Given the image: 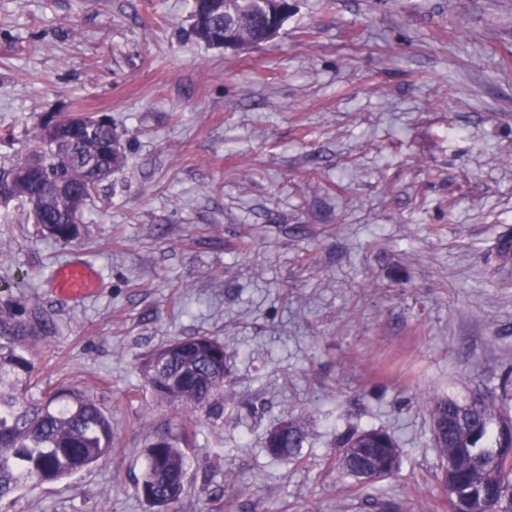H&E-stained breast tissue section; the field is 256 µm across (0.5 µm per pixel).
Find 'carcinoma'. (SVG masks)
Returning a JSON list of instances; mask_svg holds the SVG:
<instances>
[{
    "instance_id": "cac0c4a2",
    "label": "carcinoma",
    "mask_w": 512,
    "mask_h": 512,
    "mask_svg": "<svg viewBox=\"0 0 512 512\" xmlns=\"http://www.w3.org/2000/svg\"><path fill=\"white\" fill-rule=\"evenodd\" d=\"M210 0H193L192 16L205 22L224 20L236 25L243 42H259L264 29L258 20L259 0H233L234 11L211 17ZM75 131L69 136L38 132L26 156L42 162L40 176L30 183L15 173L14 161L0 162V182L8 194L0 202L16 201L27 208L48 243H69L82 234L73 223L70 188L98 194L99 182L88 184L89 164L102 159L112 142L111 123L86 114L67 117ZM39 328L21 320L8 306L0 307V502L18 492L54 484L88 470L112 453V416L84 389L60 386L41 389L33 383L35 342ZM153 395L174 405L180 424L176 431L153 435L145 447L139 491L158 512H175L184 493L186 449L195 444L198 418L224 422V344L210 336L174 339L155 350L141 367ZM441 467L457 480L441 479L448 500L458 497L463 512H512V416L495 403L475 396L465 404L425 400ZM266 435L275 457L296 460L307 440L298 419H286ZM336 465L363 482L383 478L399 465L395 440L382 428L349 430L337 438Z\"/></svg>"
}]
</instances>
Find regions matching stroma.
<instances>
[{
	"mask_svg": "<svg viewBox=\"0 0 512 512\" xmlns=\"http://www.w3.org/2000/svg\"><path fill=\"white\" fill-rule=\"evenodd\" d=\"M294 4L233 51L193 38L189 0H0V161L76 112L127 155L70 243L0 204V304L45 326L36 381L92 387L117 437L0 512H151L146 440L178 416L140 364L188 336L232 373L178 512H448L424 399L512 391V0ZM76 259L100 274L83 299L51 284ZM287 417L295 461L264 444ZM369 428L401 462L363 486L336 439Z\"/></svg>",
	"mask_w": 512,
	"mask_h": 512,
	"instance_id": "obj_1",
	"label": "stroma"
}]
</instances>
